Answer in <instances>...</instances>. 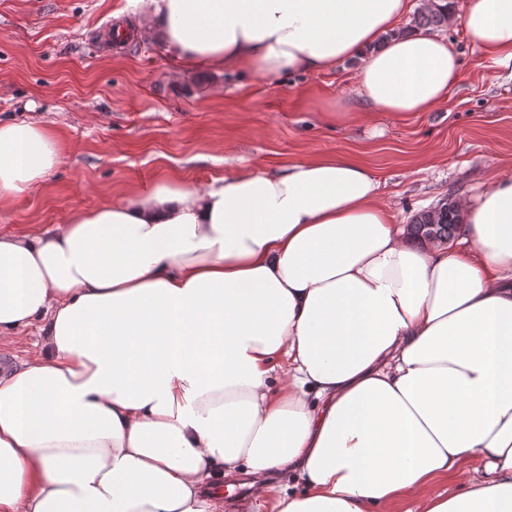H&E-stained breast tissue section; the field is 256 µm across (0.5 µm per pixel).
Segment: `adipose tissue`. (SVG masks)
<instances>
[{
	"label": "adipose tissue",
	"instance_id": "adipose-tissue-1",
	"mask_svg": "<svg viewBox=\"0 0 512 512\" xmlns=\"http://www.w3.org/2000/svg\"><path fill=\"white\" fill-rule=\"evenodd\" d=\"M132 2L186 73L357 59L363 120L461 76L448 38L393 36L412 0ZM447 25L512 72V0ZM61 158L0 122V205ZM459 206L457 246L411 248L372 169L326 154L0 234V342L36 324L47 346L0 376V512H223L241 474L271 512H512V176Z\"/></svg>",
	"mask_w": 512,
	"mask_h": 512
}]
</instances>
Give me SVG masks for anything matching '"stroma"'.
<instances>
[{
	"mask_svg": "<svg viewBox=\"0 0 512 512\" xmlns=\"http://www.w3.org/2000/svg\"><path fill=\"white\" fill-rule=\"evenodd\" d=\"M118 22L135 29L120 47L106 37ZM138 25L129 0H0V121L45 123L63 148L40 185L0 205L1 235L66 223L162 174L203 187L232 166L275 170L313 154L370 165L405 225L512 175V74L489 67L462 28L447 32L462 77L446 101L338 124L352 62L293 76L186 75Z\"/></svg>",
	"mask_w": 512,
	"mask_h": 512,
	"instance_id": "obj_1",
	"label": "stroma"
}]
</instances>
